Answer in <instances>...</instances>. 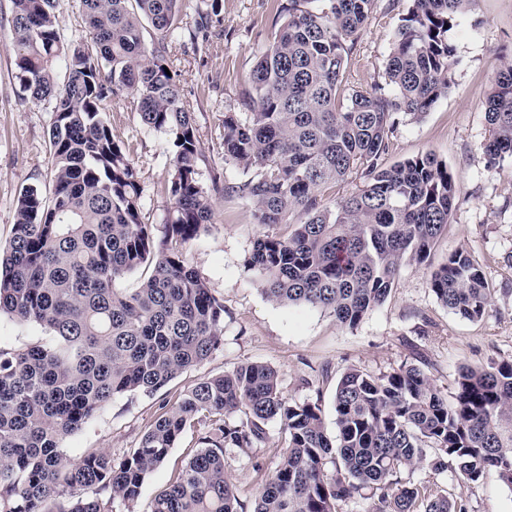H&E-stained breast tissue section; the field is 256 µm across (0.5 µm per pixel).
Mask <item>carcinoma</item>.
Segmentation results:
<instances>
[{
    "label": "carcinoma",
    "instance_id": "carcinoma-1",
    "mask_svg": "<svg viewBox=\"0 0 512 512\" xmlns=\"http://www.w3.org/2000/svg\"><path fill=\"white\" fill-rule=\"evenodd\" d=\"M61 0H11L20 99L52 104V190L18 198L13 235L0 247V314L50 331V343L0 347V512H112L135 503L186 426L199 444L150 512H245L224 453L268 441L277 419L286 449L251 512H338L361 498L368 512H467L448 492L404 474L423 462L454 469L464 484L497 472L512 489V361L462 366L453 404L416 366L371 374L348 369L336 385V437L317 402H292L273 368L245 362L200 379L163 412L138 447L116 462L103 451L70 461L60 443L128 392H156L201 363L221 341L224 305L188 263L185 247L213 217L200 181L205 160L179 74L165 72L182 34L181 0H79L84 33L56 25ZM191 42L220 22L222 0H202ZM374 0H288L286 19L251 71L246 117L224 113V164L245 179L225 192L247 200L255 223L306 219L285 237H257L249 265L264 295L319 308L356 325L389 295L404 260L425 262L448 226L456 190L446 164L424 154L386 165L399 124L448 93L454 49L448 28L472 0H412L386 61L391 91L351 85L349 56ZM151 28L152 43L144 30ZM64 63L58 81L56 67ZM132 103L141 123L165 135L173 159L163 237L140 209L139 173L115 140L106 112ZM491 161L512 158V65L484 101ZM357 170L363 186L326 202L322 189ZM151 268L139 288L118 282ZM441 305L483 318L492 292L460 247L430 273ZM334 469H328V465ZM62 488L82 496L54 508Z\"/></svg>",
    "mask_w": 512,
    "mask_h": 512
}]
</instances>
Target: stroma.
Masks as SVG:
<instances>
[{
  "mask_svg": "<svg viewBox=\"0 0 512 512\" xmlns=\"http://www.w3.org/2000/svg\"><path fill=\"white\" fill-rule=\"evenodd\" d=\"M279 0H223V24L208 40L182 44L170 54L180 76L184 102L193 112L206 156L201 181L213 188L214 217L186 248L189 263L224 304V334L218 348L200 364L150 393L129 392L90 419L61 444L63 455L80 458L105 451L123 458L138 447L165 402L199 379L233 370L244 362L274 368L284 395L294 401H317L328 433H335L336 385L349 368L379 374L415 365L445 393H453L462 365L485 366L512 359V270L504 261L512 253V159L489 161L481 151L488 136L484 100L498 71L512 61V0H472L453 24L448 40L454 48L450 87L418 120L401 119L386 163L432 153L443 160L456 184L455 208L448 230L428 264L405 262L385 302L355 326H342L329 314L310 307L280 305L262 293L257 272L247 259L262 234L285 236L303 217L293 212L287 223L255 224L251 205L224 193L242 175L224 162L221 120L240 112L251 88L257 54L281 24ZM411 0H375L368 24L348 67L355 87L386 85L385 63ZM10 0H0V244L12 236L17 200L30 185L50 191L54 159L47 131L50 105L22 101L11 42ZM115 140L125 144L139 171L141 211L145 223L162 230L170 200L164 187L172 153L162 133L146 129L138 113L124 103L107 105ZM466 247L494 290L489 313L469 321L443 307L430 289L429 270L450 252ZM269 441L245 456L224 457L225 468L242 498L256 495L260 474L272 471L283 446L279 423L267 426ZM197 446L196 427H187L165 464L144 482L136 503L114 501L112 512H149L155 495ZM418 484L463 497L467 512H512V489L495 472L480 483L461 487L454 469L436 472L422 466L411 473Z\"/></svg>",
  "mask_w": 512,
  "mask_h": 512,
  "instance_id": "1",
  "label": "stroma"
}]
</instances>
